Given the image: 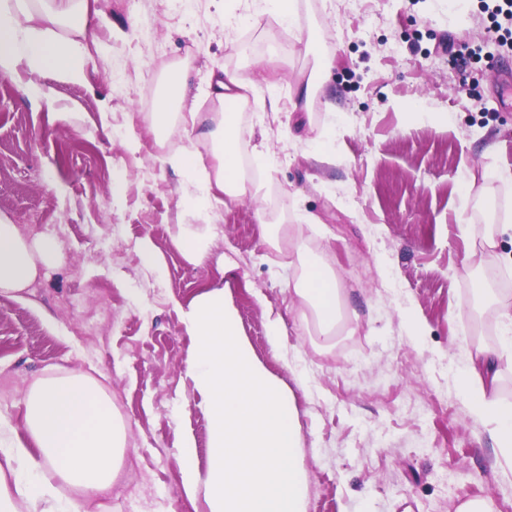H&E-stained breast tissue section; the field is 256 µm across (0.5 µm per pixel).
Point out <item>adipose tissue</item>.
Listing matches in <instances>:
<instances>
[{"label": "adipose tissue", "mask_w": 512, "mask_h": 512, "mask_svg": "<svg viewBox=\"0 0 512 512\" xmlns=\"http://www.w3.org/2000/svg\"><path fill=\"white\" fill-rule=\"evenodd\" d=\"M94 11L90 0H0V73H15L18 66L29 71H60L70 80L85 78L86 47L73 38H59L55 28L66 26L85 31ZM191 87L187 71L173 72L169 89L163 92L150 116L149 127L156 138L174 132L175 112ZM183 131L190 145L165 156L196 190L186 203L201 217L222 206L225 199H238L247 190L239 141L241 128L236 113H224L217 127L189 122ZM216 145V173L198 178L202 160L193 144ZM298 273L293 292L331 340L342 318L341 290L335 269L320 253L295 243ZM59 252L50 235L26 237L18 225L0 216V294L23 291L52 265ZM504 356L492 348L470 355L463 375V392L502 459L512 464V403L500 397ZM25 429L30 444H22L7 420L0 419V512H14L13 501L49 502L48 512H83L82 505L59 500L58 485L82 489L97 496L112 484L126 447V427L114 413L112 402L93 379L81 374L43 378L33 383L24 397Z\"/></svg>", "instance_id": "ef3b65f1"}]
</instances>
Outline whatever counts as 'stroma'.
<instances>
[{
    "label": "stroma",
    "instance_id": "obj_1",
    "mask_svg": "<svg viewBox=\"0 0 512 512\" xmlns=\"http://www.w3.org/2000/svg\"><path fill=\"white\" fill-rule=\"evenodd\" d=\"M96 7L82 37L85 82L24 67L0 77V215L60 245L28 288L0 294V416L24 434L29 386L79 373L98 381L127 427L111 489L88 498L64 485L60 498L87 512H207L204 488L185 493L176 454L191 438L208 467L183 312L220 288L256 360L294 398L307 512H455L469 499L512 512V472L460 385L467 351L499 340L495 306L475 299L471 282L512 297V237L491 255L473 247L512 199L492 177L512 166V73L502 71L512 49L490 32L481 0L453 17L439 0H297L293 29L249 0ZM268 59L271 85L239 110L248 192L212 216L208 259L194 264L177 238L202 224L185 202L192 187L157 161L150 115L173 70L195 75L182 115L208 121L225 109L211 72L248 79ZM29 82L49 89L53 106L29 98ZM306 82L313 94L294 109ZM418 109L454 122L413 119ZM324 131L335 150L320 164L307 141ZM132 134L135 152L125 146ZM259 144L274 169L256 159ZM468 172L481 195L466 197ZM265 222L300 229L335 268L352 319L331 346L303 320L290 291L296 255L265 243ZM145 239L161 274L141 264Z\"/></svg>",
    "mask_w": 512,
    "mask_h": 512
}]
</instances>
